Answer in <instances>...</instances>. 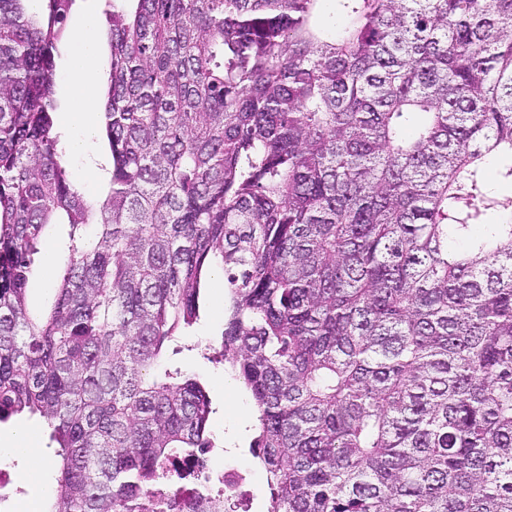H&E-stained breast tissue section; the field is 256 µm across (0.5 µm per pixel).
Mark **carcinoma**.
I'll use <instances>...</instances> for the list:
<instances>
[{
    "mask_svg": "<svg viewBox=\"0 0 512 512\" xmlns=\"http://www.w3.org/2000/svg\"><path fill=\"white\" fill-rule=\"evenodd\" d=\"M73 2L0 0V423H47L50 512L191 479L211 402L159 359L214 263L266 512H512V0H334L332 39L323 0H112L94 203L51 117ZM67 234L68 227L66 225L56 226L53 242L45 246L44 251L36 257V271L33 277L30 278L28 286L29 303L34 309L49 306L53 300L51 290L42 287V284L58 275L62 260L66 255Z\"/></svg>",
    "mask_w": 512,
    "mask_h": 512,
    "instance_id": "1",
    "label": "carcinoma"
}]
</instances>
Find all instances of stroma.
I'll list each match as a JSON object with an SVG mask.
<instances>
[{"label": "stroma", "instance_id": "1", "mask_svg": "<svg viewBox=\"0 0 512 512\" xmlns=\"http://www.w3.org/2000/svg\"><path fill=\"white\" fill-rule=\"evenodd\" d=\"M106 0H75L65 21L67 31H75L83 23L91 21L96 26V51L94 64L99 73H106L109 65V24L105 15ZM76 44L68 47L56 59V93L54 97V128L65 144H73L79 130L70 120L78 98V90L71 72ZM95 134L84 154H69L67 171L70 180L91 199L103 193L105 175L102 171L105 144L100 134V116L91 119ZM68 228L58 225L53 242L45 246L35 260L36 271L29 281L28 299L32 308L49 306L53 300L45 281L54 279L65 256ZM224 327V301L215 288L214 278H207L200 300V319L184 337L185 351L171 355V366L199 374L211 401L212 414L209 430L213 448L205 456L211 468L218 469L231 463L248 471L249 490L252 492L251 512H265L269 498L266 472L258 458L249 448V441L257 424V412L248 392L242 391L238 381L224 370L223 364L208 361L196 350L197 342L217 341ZM28 435L40 448L42 465L31 470L29 461L23 456L0 454V469L12 474H26L20 488L24 498L29 499L36 512H48L50 508L54 451L50 447L49 431L43 420L37 417L22 418L0 424V441L16 433Z\"/></svg>", "mask_w": 512, "mask_h": 512}]
</instances>
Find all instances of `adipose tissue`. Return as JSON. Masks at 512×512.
I'll use <instances>...</instances> for the list:
<instances>
[{"mask_svg": "<svg viewBox=\"0 0 512 512\" xmlns=\"http://www.w3.org/2000/svg\"><path fill=\"white\" fill-rule=\"evenodd\" d=\"M74 40L82 48V53L74 68V80L78 86V105L72 115L74 124L80 128L81 134L77 137L73 150H85L91 137V129L86 123L87 116L97 111L101 104V97L96 86L98 73L91 63L92 52L95 45L96 33L93 24H85L74 33Z\"/></svg>", "mask_w": 512, "mask_h": 512, "instance_id": "1", "label": "adipose tissue"}]
</instances>
